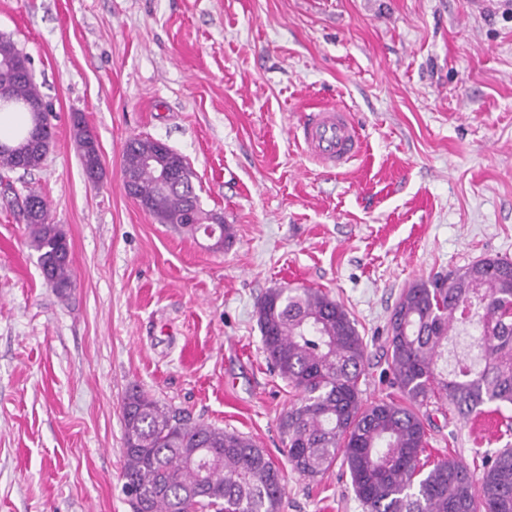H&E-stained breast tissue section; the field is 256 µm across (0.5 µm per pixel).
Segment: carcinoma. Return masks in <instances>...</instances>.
<instances>
[{"instance_id":"1","label":"carcinoma","mask_w":512,"mask_h":512,"mask_svg":"<svg viewBox=\"0 0 512 512\" xmlns=\"http://www.w3.org/2000/svg\"><path fill=\"white\" fill-rule=\"evenodd\" d=\"M0 95L29 113L14 145L0 147V169L32 171L50 151V106L30 59L0 37ZM85 174L103 175L97 141L73 120ZM153 159L152 164L145 158ZM121 172L135 174V199L162 224L215 237L224 248V219L201 207L194 173L179 153L150 137L125 145ZM40 268L60 294L72 287L69 243L52 223L49 203L32 188L18 203ZM475 305L478 338L448 365V336L468 333L462 318ZM263 353L298 392L281 417L285 455L298 474H326L340 455L365 512H512V448L481 452L482 475L456 458L425 463L420 408L442 398L463 419L483 407H512V260L486 257L446 275L410 284L391 313L386 338L392 384L406 403L368 401L367 345L345 308L313 288H273L257 303ZM123 488L133 512H281L285 476L251 438L193 423L136 387L123 397Z\"/></svg>"}]
</instances>
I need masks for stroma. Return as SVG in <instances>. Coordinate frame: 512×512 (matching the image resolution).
Instances as JSON below:
<instances>
[{
  "mask_svg": "<svg viewBox=\"0 0 512 512\" xmlns=\"http://www.w3.org/2000/svg\"><path fill=\"white\" fill-rule=\"evenodd\" d=\"M51 106L44 165L0 175V512H132L121 399L137 386L252 438L282 467V512H364L342 463L282 453L296 393L261 350L257 300L304 286L367 343L368 400H399L386 328L410 283L512 259V0H0V36ZM348 105L361 155L327 171L293 130ZM105 167L90 181L73 119ZM184 156L232 238L208 247L123 185V147ZM36 188L70 247L59 295L16 218ZM430 462L512 445V409L424 410Z\"/></svg>",
  "mask_w": 512,
  "mask_h": 512,
  "instance_id": "stroma-1",
  "label": "stroma"
}]
</instances>
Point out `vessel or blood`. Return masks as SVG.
Segmentation results:
<instances>
[{
	"mask_svg": "<svg viewBox=\"0 0 512 512\" xmlns=\"http://www.w3.org/2000/svg\"><path fill=\"white\" fill-rule=\"evenodd\" d=\"M293 135L328 169H341L361 154L364 146L351 111L338 105L315 108L295 128Z\"/></svg>",
	"mask_w": 512,
	"mask_h": 512,
	"instance_id": "1",
	"label": "vessel or blood"
}]
</instances>
